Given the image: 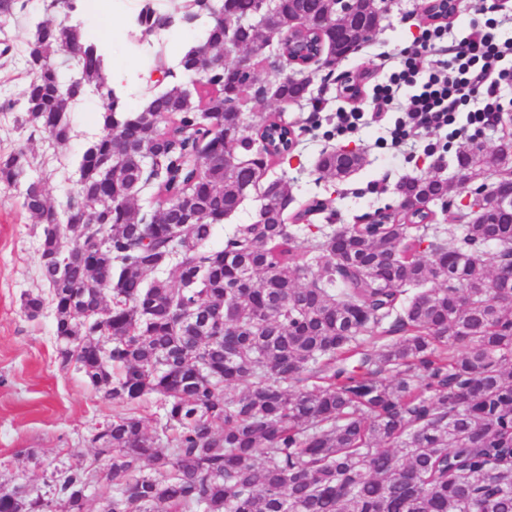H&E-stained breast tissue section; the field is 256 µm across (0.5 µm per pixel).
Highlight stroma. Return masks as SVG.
<instances>
[{"label":"stroma","mask_w":512,"mask_h":512,"mask_svg":"<svg viewBox=\"0 0 512 512\" xmlns=\"http://www.w3.org/2000/svg\"><path fill=\"white\" fill-rule=\"evenodd\" d=\"M425 0H391L379 29L356 53L339 61L331 76L316 73L310 93L301 104L281 108L272 100L251 102L250 123L284 112L301 129L295 151L287 161L272 162L267 175L288 180L297 202L311 197L327 200L328 207L310 215L314 224H354L362 216L391 205L398 206V184L409 177L437 176L447 180L448 199L460 204L467 189L457 181L456 155L463 141L452 139L433 149L395 154L380 148L385 130L369 125L353 136L331 133L330 118L338 109L359 105L369 110L367 99L352 101L341 92L346 80L362 73L378 75L380 53H398L425 27ZM140 0H79L77 24L85 34L109 42L108 66L139 75L140 84L126 96L129 109H141L156 89L149 80L157 61L152 48L138 46L131 37V22ZM99 97L84 98L67 114L71 136L62 147H52L47 133L20 126L17 112H0V156L24 152L27 178L43 183L47 199L64 209L79 187V162L99 136ZM361 152L363 169L342 181L319 178L316 162L327 149ZM23 206L21 189L0 187V487L20 486L31 492L47 490V465L73 463L75 455L92 458L91 432L114 416L130 411L155 432L161 415L159 399L146 397L126 405L104 397L90 386L75 366L61 367L56 358L52 307L34 319L22 307L25 294H47L40 278V235Z\"/></svg>","instance_id":"35a3bbf8"}]
</instances>
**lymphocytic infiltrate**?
<instances>
[{
  "instance_id": "f902f5d3",
  "label": "lymphocytic infiltrate",
  "mask_w": 512,
  "mask_h": 512,
  "mask_svg": "<svg viewBox=\"0 0 512 512\" xmlns=\"http://www.w3.org/2000/svg\"><path fill=\"white\" fill-rule=\"evenodd\" d=\"M478 12L468 34L453 41L447 26L424 29L401 50L387 81L344 86L349 98L371 97L373 121L395 113L390 148L407 149L446 129L468 139L501 112V90L512 86V13Z\"/></svg>"
}]
</instances>
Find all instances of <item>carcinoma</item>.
<instances>
[{"mask_svg":"<svg viewBox=\"0 0 512 512\" xmlns=\"http://www.w3.org/2000/svg\"><path fill=\"white\" fill-rule=\"evenodd\" d=\"M351 2L338 17L327 0H196L181 20L210 18L205 38L174 65L160 59L165 87L138 111L112 87L102 47L69 21L75 0H48L56 19L35 23L24 44L0 41V56L30 70L20 124L52 144L67 142L77 100L92 92L104 102L64 211L37 182L23 193L42 227L61 363L78 364L112 400L164 401L161 434L133 413L116 416L90 439L92 462L53 468V497L15 487L0 492V512L19 501L25 512H57L59 502L85 512L92 487L100 512H512V210L499 203L512 180L487 188L450 237L405 210L372 224H308L327 201L290 216L292 189L275 178L256 220L207 246L268 162L283 160L272 149L298 144L292 125L269 116L253 127L226 94H261L258 75L208 70L228 46L216 16L261 58L301 61L323 42L330 69L329 55L346 57L382 21L377 0ZM314 13L327 15L320 39L296 25ZM174 27L164 0H142L131 35L161 47ZM75 44L85 56L65 85L51 51ZM307 90L292 80L280 96L299 103ZM456 162L461 185L479 169H511L512 133ZM364 163L326 150L317 171L343 181ZM24 170L23 152L0 158V185L16 186ZM399 192L429 205L448 198V182L414 177ZM93 208L89 222L68 221ZM167 267L179 287L147 280Z\"/></svg>","mask_w":512,"mask_h":512,"instance_id":"1","label":"carcinoma"}]
</instances>
